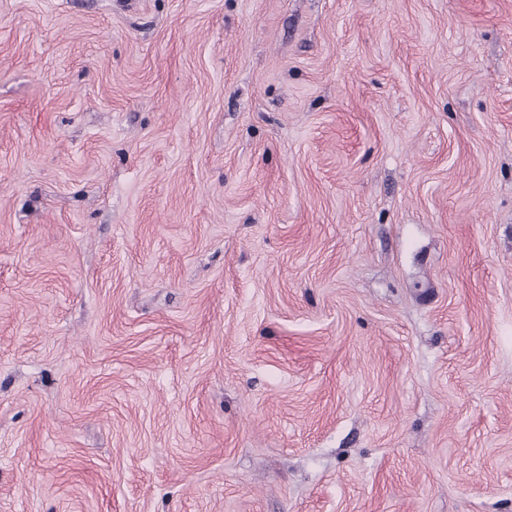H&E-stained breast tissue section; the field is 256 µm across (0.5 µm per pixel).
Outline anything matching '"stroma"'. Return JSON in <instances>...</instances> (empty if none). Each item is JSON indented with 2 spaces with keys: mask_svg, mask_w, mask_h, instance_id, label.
I'll use <instances>...</instances> for the list:
<instances>
[{
  "mask_svg": "<svg viewBox=\"0 0 512 512\" xmlns=\"http://www.w3.org/2000/svg\"><path fill=\"white\" fill-rule=\"evenodd\" d=\"M0 512H512V0H0Z\"/></svg>",
  "mask_w": 512,
  "mask_h": 512,
  "instance_id": "35a3bbf8",
  "label": "stroma"
}]
</instances>
